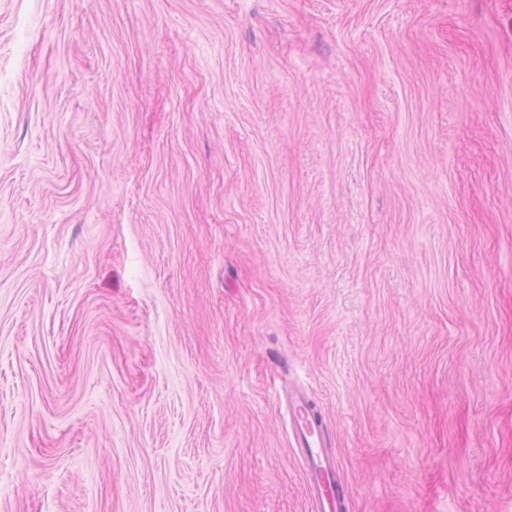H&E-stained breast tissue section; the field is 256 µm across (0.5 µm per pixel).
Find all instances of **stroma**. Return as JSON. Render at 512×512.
I'll use <instances>...</instances> for the list:
<instances>
[{"label": "stroma", "mask_w": 512, "mask_h": 512, "mask_svg": "<svg viewBox=\"0 0 512 512\" xmlns=\"http://www.w3.org/2000/svg\"><path fill=\"white\" fill-rule=\"evenodd\" d=\"M512 512V0H0V512ZM288 416L292 447L305 474V488L315 512H347V496L339 478L336 456L328 449L331 434L322 410L304 390L281 399Z\"/></svg>", "instance_id": "stroma-1"}]
</instances>
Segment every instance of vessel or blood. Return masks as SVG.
I'll return each mask as SVG.
<instances>
[{"label":"vessel or blood","mask_w":512,"mask_h":512,"mask_svg":"<svg viewBox=\"0 0 512 512\" xmlns=\"http://www.w3.org/2000/svg\"><path fill=\"white\" fill-rule=\"evenodd\" d=\"M288 416L292 446L305 474V488L315 512H346L347 496L339 464L331 452L326 418L312 396L294 389L281 400Z\"/></svg>","instance_id":"1"}]
</instances>
